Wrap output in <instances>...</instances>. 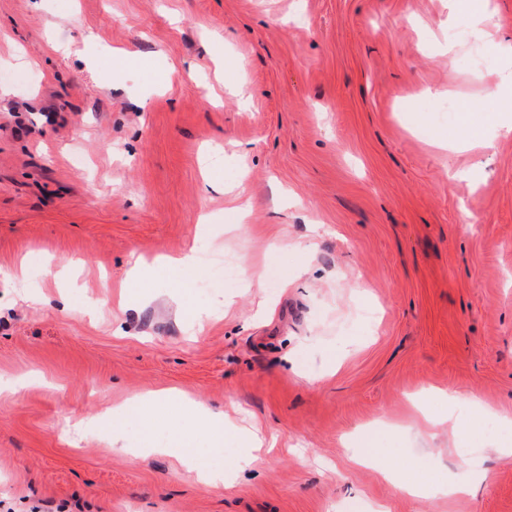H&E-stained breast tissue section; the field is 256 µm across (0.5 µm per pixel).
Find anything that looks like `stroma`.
Segmentation results:
<instances>
[{
    "instance_id": "1",
    "label": "stroma",
    "mask_w": 512,
    "mask_h": 512,
    "mask_svg": "<svg viewBox=\"0 0 512 512\" xmlns=\"http://www.w3.org/2000/svg\"><path fill=\"white\" fill-rule=\"evenodd\" d=\"M484 8L495 56L466 68L448 34ZM506 70L512 0H0V500L512 512L511 427L401 424L422 390L433 412L450 389L512 416V101L477 99ZM194 246L237 277L200 294L211 264L159 265ZM134 254L150 269L129 280ZM197 402L273 450L203 452L215 484L141 457ZM370 446L397 482L353 461ZM460 448L491 473L470 496L400 493L448 482Z\"/></svg>"
}]
</instances>
